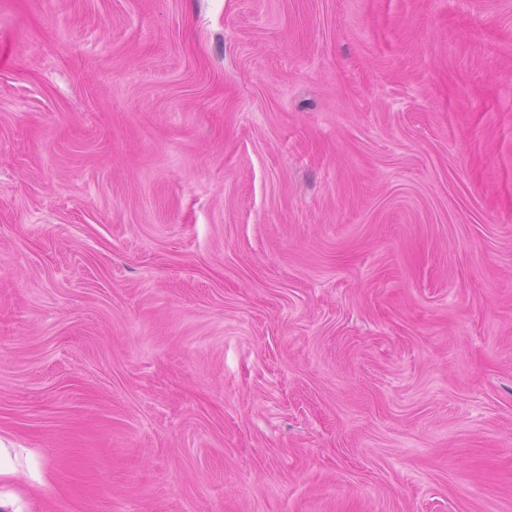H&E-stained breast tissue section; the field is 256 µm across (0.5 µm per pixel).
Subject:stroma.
I'll return each mask as SVG.
<instances>
[{"instance_id": "1", "label": "stroma", "mask_w": 512, "mask_h": 512, "mask_svg": "<svg viewBox=\"0 0 512 512\" xmlns=\"http://www.w3.org/2000/svg\"><path fill=\"white\" fill-rule=\"evenodd\" d=\"M0 441L26 512H512V0H0Z\"/></svg>"}]
</instances>
